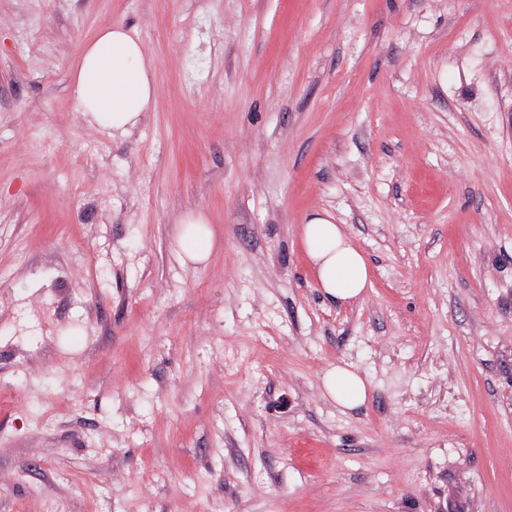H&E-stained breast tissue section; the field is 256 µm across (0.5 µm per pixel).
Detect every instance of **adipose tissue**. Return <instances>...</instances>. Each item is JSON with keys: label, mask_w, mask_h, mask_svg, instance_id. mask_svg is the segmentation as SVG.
<instances>
[{"label": "adipose tissue", "mask_w": 512, "mask_h": 512, "mask_svg": "<svg viewBox=\"0 0 512 512\" xmlns=\"http://www.w3.org/2000/svg\"><path fill=\"white\" fill-rule=\"evenodd\" d=\"M157 94L154 62L141 41L121 24L100 27L80 47L73 65L71 95L81 118L109 134H126L150 111ZM300 236L322 294L341 305L361 298L370 284V265L342 225L326 214L312 215ZM181 260H207L214 234L207 218L188 213L175 233ZM325 396L341 410L366 404L370 382L340 360L321 376Z\"/></svg>", "instance_id": "obj_1"}]
</instances>
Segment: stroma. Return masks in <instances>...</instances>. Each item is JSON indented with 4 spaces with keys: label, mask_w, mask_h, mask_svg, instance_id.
Listing matches in <instances>:
<instances>
[{
    "label": "stroma",
    "mask_w": 512,
    "mask_h": 512,
    "mask_svg": "<svg viewBox=\"0 0 512 512\" xmlns=\"http://www.w3.org/2000/svg\"><path fill=\"white\" fill-rule=\"evenodd\" d=\"M112 23L122 138L69 95ZM0 512H512V0H0ZM156 94L154 62L130 29L105 25L83 42L71 82L83 120L112 136L126 134L150 112ZM207 218L201 212H189L175 233L179 258L201 263L207 260L213 246L214 234ZM300 225L301 240L322 294L341 305L361 298L370 284V265L342 224L316 213ZM321 386L325 396L342 410L364 406L370 392V382L351 363L344 360L330 364L321 375Z\"/></svg>",
    "instance_id": "35a3bbf8"
}]
</instances>
